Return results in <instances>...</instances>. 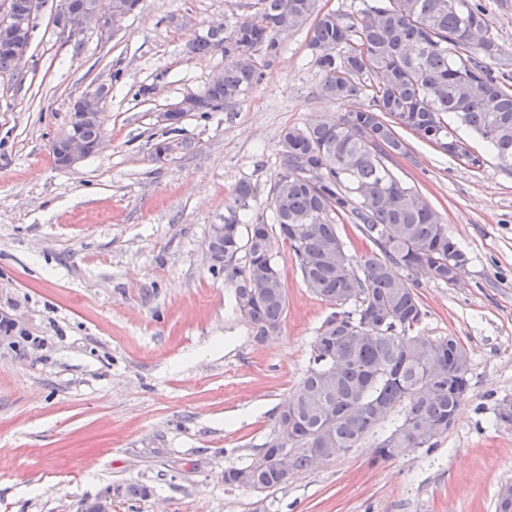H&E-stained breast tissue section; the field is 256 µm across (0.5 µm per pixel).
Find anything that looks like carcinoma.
Here are the masks:
<instances>
[{"mask_svg": "<svg viewBox=\"0 0 512 512\" xmlns=\"http://www.w3.org/2000/svg\"><path fill=\"white\" fill-rule=\"evenodd\" d=\"M252 16L216 27L197 41L198 51L224 54V81L199 94L193 112L207 115L234 103L262 79L254 55L273 58L277 35L309 19V46L324 78L323 98L367 102L334 123L285 130L280 174L268 218L248 225L242 239L238 210L251 185L235 189L224 216V238L208 247L224 257L217 271L235 286L239 310L258 341L280 327L286 295L272 240L289 243L309 290L338 306L318 327L309 367L279 407L277 426L288 428V459H273L276 437L250 465L246 486L284 483L315 460L316 442L348 450L382 426L400 407L404 414L377 445V457L395 458L445 434L469 389L455 369L463 346L453 336L429 340L415 334L425 316L418 274L444 283L466 266L461 245L424 198L386 164L405 148L396 128L441 140L455 155L461 132L485 140L512 165V77L493 74L484 59L500 55L483 10L466 0H363L350 22L317 12V0H258ZM18 41L0 31V73L18 62ZM69 124L88 143L103 135L99 116L71 112ZM354 225L372 248L347 254L336 219ZM495 424L512 428V397L495 403Z\"/></svg>", "mask_w": 512, "mask_h": 512, "instance_id": "carcinoma-1", "label": "carcinoma"}]
</instances>
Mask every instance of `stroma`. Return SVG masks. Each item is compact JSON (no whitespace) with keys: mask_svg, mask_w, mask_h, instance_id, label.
I'll use <instances>...</instances> for the list:
<instances>
[{"mask_svg":"<svg viewBox=\"0 0 512 512\" xmlns=\"http://www.w3.org/2000/svg\"><path fill=\"white\" fill-rule=\"evenodd\" d=\"M484 9L512 74V0ZM255 0H140L113 34L70 37L45 7L16 75L0 74V312L31 335L0 334V512H81L114 493V512H495L512 484V429L496 399L512 396V166L479 137L472 167L401 130L391 171L438 213L466 250L455 284L423 279L430 339L466 350L468 394L433 447L378 460L377 436L314 463L280 486H230L275 435L283 399L303 377L334 307L306 288L276 243L286 311L265 341L206 258L239 182L253 194L242 223L268 215L281 133L333 122L308 27L284 32L272 63L241 101L177 129L161 114L204 90L222 53L194 49ZM105 88L102 150L58 167L52 139L74 102ZM171 147L157 159L154 145ZM147 486L146 498L124 489Z\"/></svg>","mask_w":512,"mask_h":512,"instance_id":"stroma-1","label":"stroma"}]
</instances>
